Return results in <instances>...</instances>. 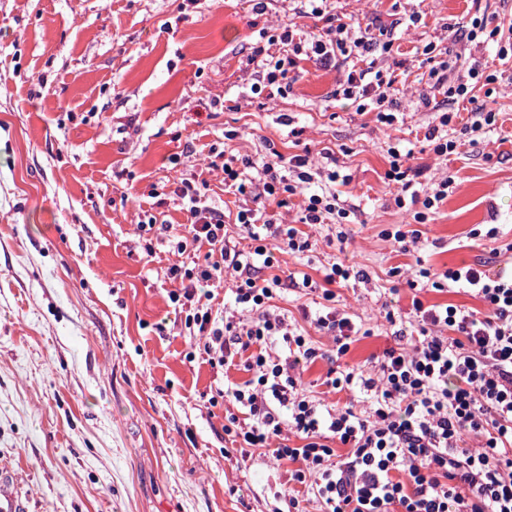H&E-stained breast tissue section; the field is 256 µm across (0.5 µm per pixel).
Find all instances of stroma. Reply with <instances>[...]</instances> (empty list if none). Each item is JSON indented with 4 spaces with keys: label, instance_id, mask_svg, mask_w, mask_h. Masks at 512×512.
I'll return each mask as SVG.
<instances>
[{
    "label": "stroma",
    "instance_id": "35a3bbf8",
    "mask_svg": "<svg viewBox=\"0 0 512 512\" xmlns=\"http://www.w3.org/2000/svg\"><path fill=\"white\" fill-rule=\"evenodd\" d=\"M472 0H333L342 21L391 34L378 63L397 69V120L359 112L341 85L352 64L300 59L280 93H252V43L290 27L324 26L303 0H0V464H9L29 512H288V464L251 451L225 457L224 411L208 399L241 366L187 361L184 314L168 298L167 268L180 257L165 237L146 254L134 233L140 212L187 224L173 182L201 153L258 159L265 140L285 155L300 145L331 154L352 181L337 186L348 216L349 259L369 275L337 287L340 303L372 336L347 360L370 366L393 345L381 309L395 289L413 299L481 309L469 293L409 288L416 260L441 268L512 264V251L473 238L500 225L512 242V63L463 28ZM469 55L494 74L473 102H444L457 126L493 110L490 131L462 136L443 158L424 133L436 112L419 61L426 46ZM220 97L223 110L211 108ZM291 126H284L282 116ZM301 137H293L291 129ZM236 131L225 139L226 131ZM412 151L421 184L453 176L456 189L420 225L416 254L383 232L412 221L384 179L389 148ZM129 201L118 204L121 188ZM400 275H392V268Z\"/></svg>",
    "mask_w": 512,
    "mask_h": 512
}]
</instances>
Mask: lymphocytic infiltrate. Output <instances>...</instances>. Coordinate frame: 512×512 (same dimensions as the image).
Listing matches in <instances>:
<instances>
[{
    "label": "lymphocytic infiltrate",
    "mask_w": 512,
    "mask_h": 512,
    "mask_svg": "<svg viewBox=\"0 0 512 512\" xmlns=\"http://www.w3.org/2000/svg\"><path fill=\"white\" fill-rule=\"evenodd\" d=\"M308 3L312 14L324 18L325 28L309 37L285 29L279 36L283 51L276 56L255 44L248 61L258 64L263 83L281 84L303 54L324 66L351 56L362 66L348 73L343 95L358 100L360 111L371 108L383 113L385 122H394L395 80L371 57L378 43L373 30L337 21L327 11L328 0ZM466 37L496 44L499 61L512 62V37L498 14L471 17ZM425 63L432 89L451 101L468 99L483 78L482 64L473 57L431 55ZM388 155L385 177L398 186L394 203L413 209L416 226L409 230L398 224L385 236L407 254L420 241L419 224L452 193L454 179L442 178L431 193L420 194L407 155L393 148ZM208 165L223 170L226 191L252 199V206L236 216L252 245L240 248L227 236L224 212L210 203L206 180H183L175 193L191 222L176 250L192 260L170 266L166 275L179 284L169 299L185 307L184 328L211 368L244 359L248 380L217 389L209 399L213 407L232 406L224 416L225 435L292 463L290 481L304 485L321 512H512V271L480 263L441 271L417 266L415 282L438 291L462 289L483 303L484 314L413 300V344L385 349L373 371L332 367L325 375L326 388L359 393L366 407L326 404L301 385V370L322 352L276 312L273 301L286 284L264 274L273 265L265 239L280 238L295 257L311 253L308 227L347 215L335 190L341 175L313 166L306 153L287 157L277 152L261 163L218 154ZM317 179L325 181V188L304 197L297 223H282L278 209L288 207L301 185ZM228 274L234 277L236 315L215 310L208 289ZM321 274L318 281L302 276L300 285L322 299L313 323L332 336L342 357L362 328L337 309L334 288L355 271L333 256ZM340 447L346 457L339 462Z\"/></svg>",
    "instance_id": "obj_1"
}]
</instances>
